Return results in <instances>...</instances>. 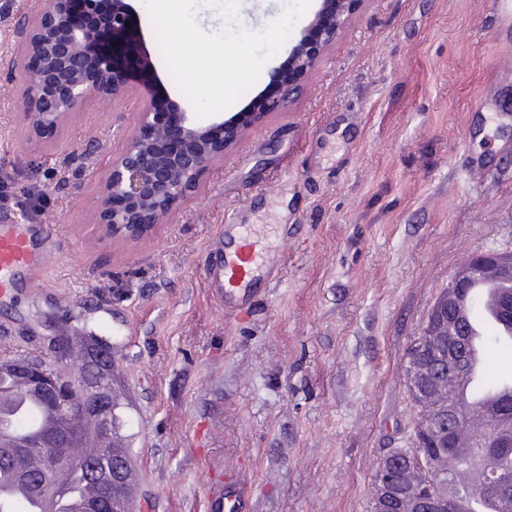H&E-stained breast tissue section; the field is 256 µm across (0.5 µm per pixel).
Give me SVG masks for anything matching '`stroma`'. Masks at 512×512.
Masks as SVG:
<instances>
[{
  "label": "stroma",
  "instance_id": "obj_1",
  "mask_svg": "<svg viewBox=\"0 0 512 512\" xmlns=\"http://www.w3.org/2000/svg\"><path fill=\"white\" fill-rule=\"evenodd\" d=\"M129 2L154 80L32 139L19 64L41 0H0V212L60 246L39 290L0 299V359L53 360L54 326L80 336L124 316L112 362L153 512H209L214 467L237 512H372L378 464L416 416L412 339L472 253L512 247V81L498 77L512 27L491 0H362L293 100L130 244L96 230L102 179L154 93L192 106L145 0ZM229 217L282 263L238 311L206 278Z\"/></svg>",
  "mask_w": 512,
  "mask_h": 512
}]
</instances>
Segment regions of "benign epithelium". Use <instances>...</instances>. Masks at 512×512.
I'll use <instances>...</instances> for the list:
<instances>
[{"instance_id": "benign-epithelium-1", "label": "benign epithelium", "mask_w": 512, "mask_h": 512, "mask_svg": "<svg viewBox=\"0 0 512 512\" xmlns=\"http://www.w3.org/2000/svg\"><path fill=\"white\" fill-rule=\"evenodd\" d=\"M75 0H43L22 50L24 76L22 116L29 133L43 136L57 130L70 114L91 98L116 100L147 82L151 65L127 0H106L107 8L88 22L73 20ZM360 0H322L306 27L288 40V66L272 75L278 94L258 99L255 116L284 107L333 43L355 12ZM107 30L110 39L100 40ZM248 124L238 116L216 115L208 124L176 107L166 111L153 101L144 104L139 132L112 158L96 205L101 231L113 238L137 242L163 223L173 208L196 192L204 173L224 159V151ZM487 271L512 282V250L488 248L477 252L448 280V310L429 312L420 340V353L407 360L406 377L419 398L417 419L421 443L438 452L426 460L402 448L388 453L378 464L386 476L375 484L374 512H454L448 498L428 488L426 476L438 470L444 450L453 447L458 404L447 398L445 379L458 371L464 345L457 299L471 280ZM52 350L65 359L55 370L38 359L17 360L0 369L32 386L45 400L47 414L62 422L58 428L29 441L46 451L54 465L79 437L78 422L93 418L103 436L119 433L112 419L109 390L102 376L112 359L102 337L89 341L90 353L73 352L61 333L52 336ZM82 383L85 399L70 402V385ZM84 474L95 480L97 495L80 505L81 512H127L123 484L127 463L116 458L112 468L96 460L81 462Z\"/></svg>"}]
</instances>
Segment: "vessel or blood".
<instances>
[{
    "label": "vessel or blood",
    "instance_id": "vessel-or-blood-1",
    "mask_svg": "<svg viewBox=\"0 0 512 512\" xmlns=\"http://www.w3.org/2000/svg\"><path fill=\"white\" fill-rule=\"evenodd\" d=\"M56 243L48 226L22 224L14 218H0V296L6 297L20 288L37 285L38 272L54 258ZM267 273L269 280H276V269L268 265V253L262 241L252 235L240 234L234 252L220 250L215 265L208 275L212 296L224 305L243 297L259 273ZM475 292L485 298V312L469 318L466 348L467 370L459 390L474 397L470 425L464 430L462 440L475 445L482 436L483 421L490 416L507 387L491 391L482 388L483 342L488 326L498 325L502 337L512 336V326L499 324L497 319L498 281L489 274L481 276L473 285ZM232 491L225 489L222 480H214L209 488V512H226L228 503L234 502Z\"/></svg>",
    "mask_w": 512,
    "mask_h": 512
}]
</instances>
